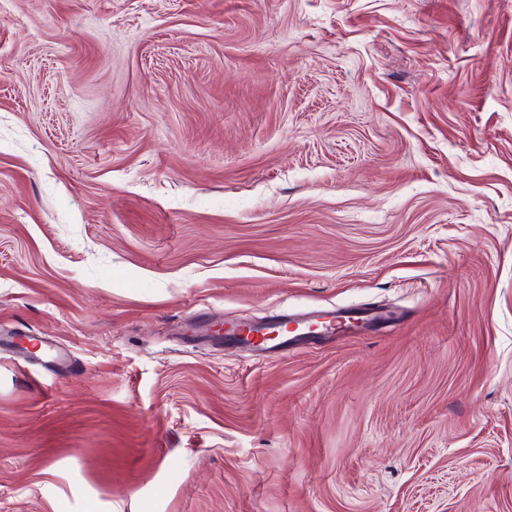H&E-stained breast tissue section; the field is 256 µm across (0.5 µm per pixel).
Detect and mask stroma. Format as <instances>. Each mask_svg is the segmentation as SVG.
Masks as SVG:
<instances>
[{"mask_svg":"<svg viewBox=\"0 0 512 512\" xmlns=\"http://www.w3.org/2000/svg\"><path fill=\"white\" fill-rule=\"evenodd\" d=\"M0 512H512V0H0ZM353 316H357V319H353ZM359 316L366 317L365 311L361 308H340L337 311L323 312L314 318L300 321L297 324L296 330L291 333L294 334V336L288 338V352H290L292 349H299L303 346L308 336H301L300 334L313 330L315 334L325 337L327 334H333L334 332L336 333L338 331L346 330L350 327L351 319L361 320ZM313 325H315V328L312 329ZM244 344L255 350L265 352L269 357L282 356L288 353H284V342L278 340L259 346L251 345L245 341Z\"/></svg>","mask_w":512,"mask_h":512,"instance_id":"stroma-1","label":"stroma"}]
</instances>
